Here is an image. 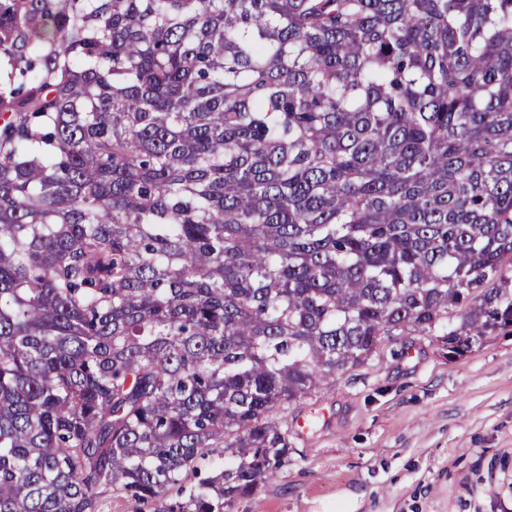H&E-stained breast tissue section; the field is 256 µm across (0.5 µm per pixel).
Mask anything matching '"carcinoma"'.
<instances>
[{
  "label": "carcinoma",
  "mask_w": 512,
  "mask_h": 512,
  "mask_svg": "<svg viewBox=\"0 0 512 512\" xmlns=\"http://www.w3.org/2000/svg\"><path fill=\"white\" fill-rule=\"evenodd\" d=\"M0 64V512H231L512 327V0H0Z\"/></svg>",
  "instance_id": "obj_1"
}]
</instances>
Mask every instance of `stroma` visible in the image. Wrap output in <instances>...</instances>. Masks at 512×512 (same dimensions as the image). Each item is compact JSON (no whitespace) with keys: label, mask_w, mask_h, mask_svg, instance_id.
Masks as SVG:
<instances>
[{"label":"stroma","mask_w":512,"mask_h":512,"mask_svg":"<svg viewBox=\"0 0 512 512\" xmlns=\"http://www.w3.org/2000/svg\"><path fill=\"white\" fill-rule=\"evenodd\" d=\"M283 420L291 463L232 512H512V329L383 342Z\"/></svg>","instance_id":"stroma-1"}]
</instances>
